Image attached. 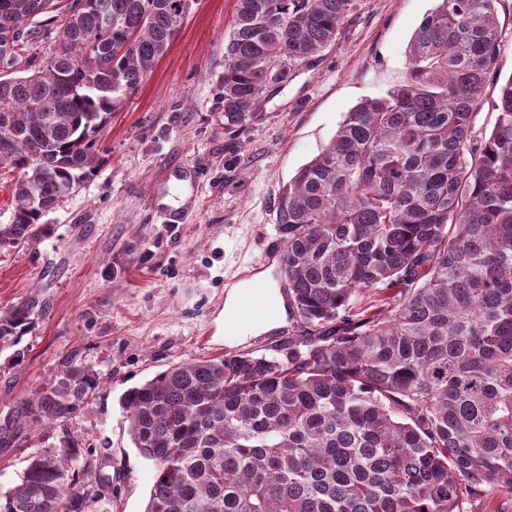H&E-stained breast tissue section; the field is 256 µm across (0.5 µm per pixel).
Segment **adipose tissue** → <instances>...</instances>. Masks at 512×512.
<instances>
[{"label":"adipose tissue","instance_id":"1","mask_svg":"<svg viewBox=\"0 0 512 512\" xmlns=\"http://www.w3.org/2000/svg\"><path fill=\"white\" fill-rule=\"evenodd\" d=\"M248 290L249 284L244 281L231 288L226 295L222 317L224 320V339L227 342L244 341L247 337L278 328L286 320L284 299L278 289L270 288L266 291V318L254 323H238V311Z\"/></svg>","mask_w":512,"mask_h":512}]
</instances>
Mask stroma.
Returning a JSON list of instances; mask_svg holds the SVG:
<instances>
[{"mask_svg":"<svg viewBox=\"0 0 512 512\" xmlns=\"http://www.w3.org/2000/svg\"><path fill=\"white\" fill-rule=\"evenodd\" d=\"M436 5L357 0L334 45L230 126L221 86L235 0H193L168 52L101 130L95 175L46 216L44 237L0 249V313L34 306L31 328L0 352V494L70 435L112 481L104 512H144L155 470L130 440L122 394L173 365L231 353L220 314L251 268L286 291L281 188L346 112L406 79L407 45ZM180 206L186 222L165 223ZM71 365L94 369L97 389L75 418L38 422L33 400Z\"/></svg>","mask_w":512,"mask_h":512,"instance_id":"1","label":"stroma"}]
</instances>
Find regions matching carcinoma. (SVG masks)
Here are the masks:
<instances>
[{"mask_svg": "<svg viewBox=\"0 0 512 512\" xmlns=\"http://www.w3.org/2000/svg\"><path fill=\"white\" fill-rule=\"evenodd\" d=\"M7 2L0 162L18 175L0 249L43 236L64 192L94 174L100 131L192 0ZM355 2L235 0L227 123L335 42ZM500 2L438 0L407 46V80L346 113L283 186L298 334L272 355L202 356L124 393L134 448L155 470L145 512H464L482 485L512 488V76L491 133L472 131L501 52ZM32 315L27 302L0 315V351ZM97 385L70 367L32 412L71 418ZM80 456L69 440L33 457L0 512H96L108 482L78 479Z\"/></svg>", "mask_w": 512, "mask_h": 512, "instance_id": "obj_1", "label": "carcinoma"}]
</instances>
